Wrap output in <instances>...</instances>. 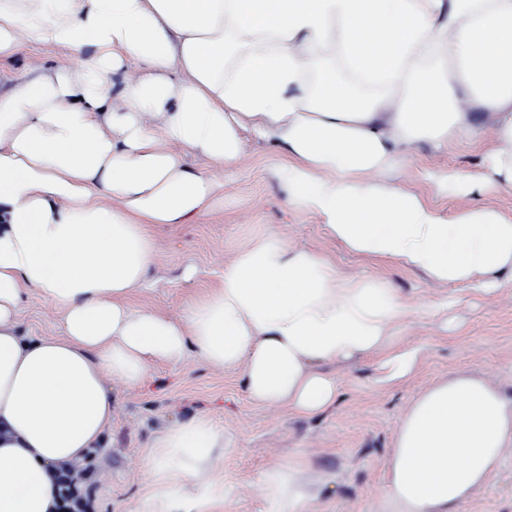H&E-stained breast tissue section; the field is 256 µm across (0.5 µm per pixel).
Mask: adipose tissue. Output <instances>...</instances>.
Segmentation results:
<instances>
[{
    "label": "adipose tissue",
    "mask_w": 512,
    "mask_h": 512,
    "mask_svg": "<svg viewBox=\"0 0 512 512\" xmlns=\"http://www.w3.org/2000/svg\"><path fill=\"white\" fill-rule=\"evenodd\" d=\"M21 42L83 64L0 92V512H57L50 470L99 447L106 377L133 387L191 352L245 365L253 399L312 415L336 397L312 364L379 353L404 319L389 283L275 240L242 248L181 320L129 308L155 256L147 225L177 223L215 190L187 155L229 164L250 131L281 148L289 206L350 251L482 292L512 270L511 221L449 216L391 184L420 142L486 139L483 172L445 182L512 185V0H0V54ZM131 62L118 112L112 77ZM340 62L376 93L337 83ZM31 289L59 335H20ZM223 445L204 417L168 429L143 512L222 504L209 470ZM511 446L512 402L495 388L433 384L399 425L381 512H459ZM262 493L265 512H306L319 489L294 464L266 472Z\"/></svg>",
    "instance_id": "obj_1"
}]
</instances>
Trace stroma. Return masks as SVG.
I'll use <instances>...</instances> for the list:
<instances>
[{
    "mask_svg": "<svg viewBox=\"0 0 512 512\" xmlns=\"http://www.w3.org/2000/svg\"><path fill=\"white\" fill-rule=\"evenodd\" d=\"M78 66L68 50L22 44L0 55V87L44 69ZM278 158L273 146L245 137L238 161L219 174L220 186L207 211L187 224L150 226L155 261L128 304L180 318L195 299L217 286L225 262L241 248L275 238L328 258L341 274L384 279L398 288L409 310L390 345L416 352L411 374L388 380L374 356L324 363L319 370L335 378L336 398L315 415L257 403L246 390L242 367L213 366L192 354L154 366L136 387L107 379L112 424L90 459L98 473L92 490L95 512H135L152 481L157 438L199 416L209 418L224 436L217 469L224 480L223 512H264L263 474L296 461L320 487L309 512H378L388 491L386 466L399 424L426 388L467 373L512 396V287L486 295L460 292L423 272L347 250L328 235L321 218L288 206L271 171ZM483 166L481 145L436 152L423 143L396 183L450 215L477 207L512 221V189L467 194L456 187L438 188L430 179L440 171L472 174ZM190 267L195 275L188 280L184 272ZM453 295L459 301L447 321L434 318L431 304ZM18 322L20 333L32 338L56 335L59 327L55 307L36 291L25 295ZM461 512H512V447Z\"/></svg>",
    "mask_w": 512,
    "mask_h": 512,
    "instance_id": "1",
    "label": "stroma"
}]
</instances>
